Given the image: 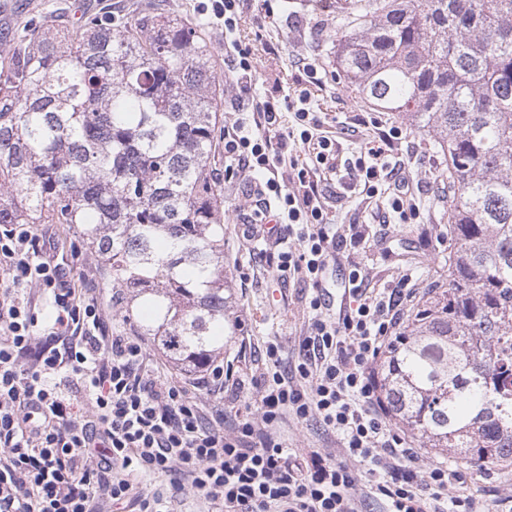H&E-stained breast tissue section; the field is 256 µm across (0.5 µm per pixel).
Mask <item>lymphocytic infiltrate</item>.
<instances>
[{
  "instance_id": "lymphocytic-infiltrate-1",
  "label": "lymphocytic infiltrate",
  "mask_w": 512,
  "mask_h": 512,
  "mask_svg": "<svg viewBox=\"0 0 512 512\" xmlns=\"http://www.w3.org/2000/svg\"><path fill=\"white\" fill-rule=\"evenodd\" d=\"M241 2L211 3L224 24L228 81L237 100H254L224 130V177L242 174L259 185L239 223L275 220L277 232L262 234L263 259L313 289L300 360L282 370L283 346L269 342V368L251 382L259 416L225 430L223 418H205L195 397L223 389V365L190 385L149 365L142 338L106 330L96 290L71 287L34 225L1 224L0 512H171L188 496L211 512H360L369 497L384 500L386 512H488L485 501L463 494L462 471L444 463L417 469L418 449L391 424L381 399L374 370L414 297L409 278L371 292L363 270L351 267L346 288L355 308L334 321L322 315L327 272L345 243L321 186L336 170V149L310 109L311 87L325 84L323 68L302 60L292 91L253 97V49L237 37ZM402 136L395 125L380 131L362 143L354 164L363 193L385 196L388 224L419 216L420 187L393 154ZM291 140L303 154L286 155ZM284 165L287 184L274 176ZM26 283L53 293L45 326ZM288 415L337 433L341 457L290 453L277 434ZM150 477L160 478L159 487L147 486Z\"/></svg>"
}]
</instances>
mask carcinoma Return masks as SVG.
Here are the masks:
<instances>
[{
    "mask_svg": "<svg viewBox=\"0 0 512 512\" xmlns=\"http://www.w3.org/2000/svg\"><path fill=\"white\" fill-rule=\"evenodd\" d=\"M151 5L26 28L0 50V224H74L124 320L201 369L235 324L212 147L223 80ZM353 92L448 157V282L382 355L379 390L421 447L512 468V0H353Z\"/></svg>",
    "mask_w": 512,
    "mask_h": 512,
    "instance_id": "cac0c4a2",
    "label": "carcinoma"
}]
</instances>
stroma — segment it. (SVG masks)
Wrapping results in <instances>:
<instances>
[{
  "label": "stroma",
  "mask_w": 512,
  "mask_h": 512,
  "mask_svg": "<svg viewBox=\"0 0 512 512\" xmlns=\"http://www.w3.org/2000/svg\"><path fill=\"white\" fill-rule=\"evenodd\" d=\"M76 0H0V47L11 45L18 30L34 23L53 20L65 28L75 23ZM203 0H165L168 11L178 14L199 28L212 50V66L216 74L224 72V27L212 22L201 12ZM336 0H276L278 23L271 25V37L279 42L278 56L257 55V89L272 91L290 80L302 59L319 58L326 71L325 88L315 91L312 106L325 114L330 137L335 138L340 159L352 157L366 140L372 139L377 122H394L388 112L372 111L337 75L332 36L336 28ZM368 114L369 124L356 131L346 129L347 122L360 114ZM216 180L224 181V276L231 290L229 312L239 323L238 335L224 352V361L232 362L234 374L248 380L267 370L265 347L268 341L282 342L289 363L298 361V341L307 333L312 314L308 301L312 288L296 276H277L271 272L257 251L256 240L248 239L243 225L238 224V210L250 204V181L224 179V136L216 134ZM398 156L411 167L421 186L418 196L420 215L413 224L383 223L374 200L359 190L349 189L339 175L328 174L322 187L326 204L339 235L350 239L347 257L337 260L333 280H342L349 263L360 264L370 287L391 286L402 275H410L411 288L418 300H425L435 284L448 278V187L437 179L446 161L430 136L409 133L399 143ZM40 233L52 237L57 253L67 257L70 277L75 287H94L103 298L112 290L103 273L102 261L84 245L75 228L65 224H43ZM206 415L223 413L225 429H232L240 415H256L257 404L251 390L225 386L223 397L213 400L201 395ZM280 432L288 447L297 453L314 449L340 455L341 443L336 434L324 431L314 421L287 419ZM468 494L482 498L490 512H512V473L483 466L468 469Z\"/></svg>",
  "instance_id": "obj_1"
}]
</instances>
